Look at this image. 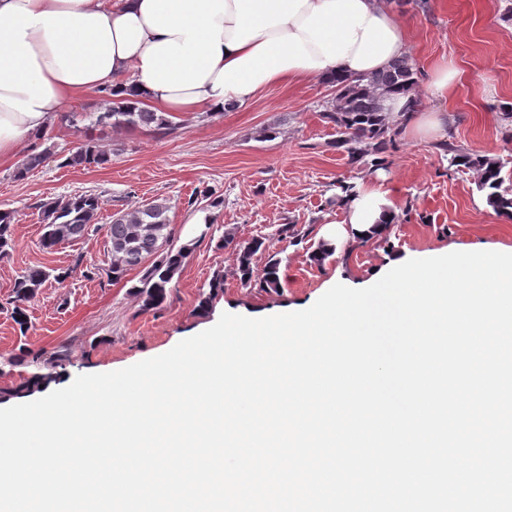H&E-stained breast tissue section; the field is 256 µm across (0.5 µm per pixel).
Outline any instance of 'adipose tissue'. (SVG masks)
Listing matches in <instances>:
<instances>
[{
	"mask_svg": "<svg viewBox=\"0 0 512 512\" xmlns=\"http://www.w3.org/2000/svg\"><path fill=\"white\" fill-rule=\"evenodd\" d=\"M408 51L390 0H0V161L106 84L155 112L215 115Z\"/></svg>",
	"mask_w": 512,
	"mask_h": 512,
	"instance_id": "adipose-tissue-1",
	"label": "adipose tissue"
}]
</instances>
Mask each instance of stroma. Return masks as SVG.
<instances>
[{"mask_svg": "<svg viewBox=\"0 0 512 512\" xmlns=\"http://www.w3.org/2000/svg\"><path fill=\"white\" fill-rule=\"evenodd\" d=\"M395 12L408 30L409 54L421 83H428L443 61H453L459 71L447 100L422 93L424 109L441 110L457 148L497 156L512 171V125L502 119L503 104H512V0H429L425 11L414 0H402ZM333 95V89L315 80L272 86L213 118L182 113V127L166 138L144 131H102L88 118L69 122L72 112L97 101V92L82 103L65 104L49 129L55 151L66 154L92 137L112 149V163L74 169L52 162L22 180L13 172L25 150L0 164V209L16 215L12 246L0 257V386L30 374V367L5 363L23 347L69 353L51 384L57 390L79 375L112 372L161 355L212 327L225 312L263 318L307 309L339 282L368 287L372 274L394 252L413 259L454 251L512 253V221L487 206L471 174L450 166L436 137L408 131L387 168L371 173L351 165L334 145L335 129L320 116ZM270 126L277 128L276 137H264ZM340 180L362 191L385 192L398 221L389 230L388 245L359 246L349 239L319 265L310 255L323 227L347 218L345 208L332 202ZM206 191L222 205L213 212L210 237L203 239L191 219L202 211ZM84 192L100 199L99 229L43 249L39 203ZM153 201L169 204L178 243H197L166 308L156 314L142 312L130 291L138 271L113 284L88 280L74 268L79 259L107 267L105 224L117 211ZM286 224L295 225L304 240L293 244L284 238L280 230ZM230 228L241 243L264 237L267 249L255 255L254 270L262 272L268 257L279 259L281 294L241 284L233 250L217 244ZM35 266L69 268L73 275L65 284L51 280L41 287L27 304L29 324L23 330L12 317L13 283ZM218 270L224 273V293L209 315H198V298L208 292Z\"/></svg>", "mask_w": 512, "mask_h": 512, "instance_id": "stroma-1", "label": "stroma"}]
</instances>
